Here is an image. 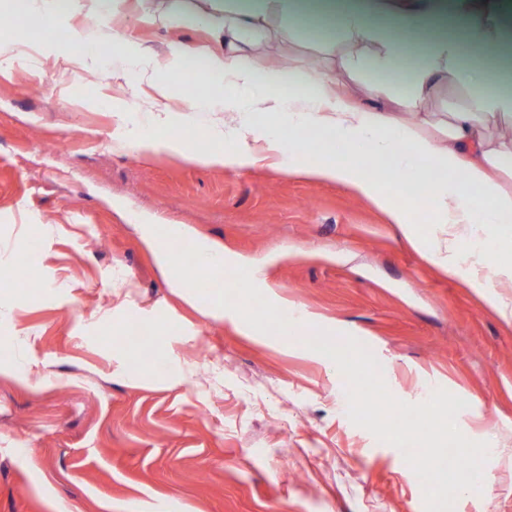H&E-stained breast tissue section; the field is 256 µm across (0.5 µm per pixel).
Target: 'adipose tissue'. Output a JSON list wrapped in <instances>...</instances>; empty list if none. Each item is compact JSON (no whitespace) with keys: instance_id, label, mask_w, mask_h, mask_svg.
<instances>
[{"instance_id":"1","label":"adipose tissue","mask_w":512,"mask_h":512,"mask_svg":"<svg viewBox=\"0 0 512 512\" xmlns=\"http://www.w3.org/2000/svg\"><path fill=\"white\" fill-rule=\"evenodd\" d=\"M16 17L5 41L20 54L35 32L53 35L59 20L75 14L77 0H5ZM119 0H92L99 22L87 52L109 48L118 63L106 69L127 83L126 58L145 59L153 96L137 106L135 126L113 132L115 151L166 150L204 165L245 168L259 151L280 166L354 189L387 213L400 234L425 249L452 277L466 278L500 316L512 322V305L495 286L512 282V58L494 47L512 42V0H203L201 21L221 49L171 46L163 57L144 58L125 27L113 24ZM330 17L336 35L334 68L262 69L249 47L271 19L286 25ZM454 17L458 36H429L436 21ZM427 34L411 58L401 32ZM204 92L186 100L187 111L223 106L228 118L197 125L178 113L171 93L185 75ZM347 76L337 91L338 76ZM465 92L463 107L430 112L435 85ZM425 208L434 231L421 236L407 203ZM143 242L166 273L181 279L173 248L184 228L161 236L140 224Z\"/></svg>"}]
</instances>
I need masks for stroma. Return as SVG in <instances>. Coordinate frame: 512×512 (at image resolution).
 Wrapping results in <instances>:
<instances>
[{"instance_id":"obj_1","label":"stroma","mask_w":512,"mask_h":512,"mask_svg":"<svg viewBox=\"0 0 512 512\" xmlns=\"http://www.w3.org/2000/svg\"><path fill=\"white\" fill-rule=\"evenodd\" d=\"M157 0H125L141 46H212L204 25L152 23ZM92 0L59 22L67 48L34 37L0 68V247L39 236L31 256L59 290L22 297L0 318V512H425L422 484L396 447L347 416L345 380L301 338L280 343L268 317L293 304L312 326L374 353L408 403L444 389L467 403L469 439L499 444L479 493L453 512H512V324L401 239L370 199L281 169L202 166L161 151L108 148L134 121L116 102L151 95L72 76ZM272 34L255 59L329 64L310 30ZM182 224L259 268L265 321L185 299L134 229ZM118 287H110V279ZM24 351L30 374L15 368ZM169 357L176 382L150 361Z\"/></svg>"}]
</instances>
